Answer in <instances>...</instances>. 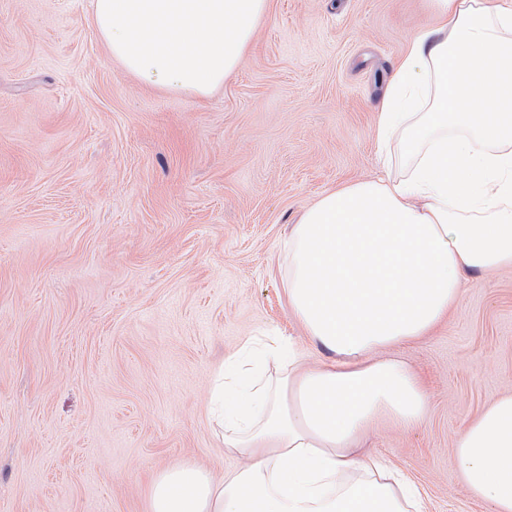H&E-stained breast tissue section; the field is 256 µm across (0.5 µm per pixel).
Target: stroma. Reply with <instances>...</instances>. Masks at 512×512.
<instances>
[{
	"mask_svg": "<svg viewBox=\"0 0 512 512\" xmlns=\"http://www.w3.org/2000/svg\"><path fill=\"white\" fill-rule=\"evenodd\" d=\"M430 0H270L224 85L200 98L108 54L89 0H0V512H143L149 476L222 474L211 380L250 336L292 338L279 244L324 191L397 176L379 107ZM394 355L430 410L362 438L426 512H486L448 455L512 389V270L470 273Z\"/></svg>",
	"mask_w": 512,
	"mask_h": 512,
	"instance_id": "35a3bbf8",
	"label": "stroma"
}]
</instances>
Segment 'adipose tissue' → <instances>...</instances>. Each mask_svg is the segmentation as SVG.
Segmentation results:
<instances>
[{
	"label": "adipose tissue",
	"mask_w": 512,
	"mask_h": 512,
	"mask_svg": "<svg viewBox=\"0 0 512 512\" xmlns=\"http://www.w3.org/2000/svg\"><path fill=\"white\" fill-rule=\"evenodd\" d=\"M382 102L378 137L404 173L325 192L282 240L288 307L316 367L279 335L247 338L212 401L240 465L215 479L156 473L146 512H422L409 475L353 444L385 419L411 430L429 409L419 375L382 351L427 332L471 272L512 269V6L433 0ZM269 0H91L112 58L148 84L197 97L224 84ZM450 461L489 512H512V391L464 421Z\"/></svg>",
	"instance_id": "1"
}]
</instances>
